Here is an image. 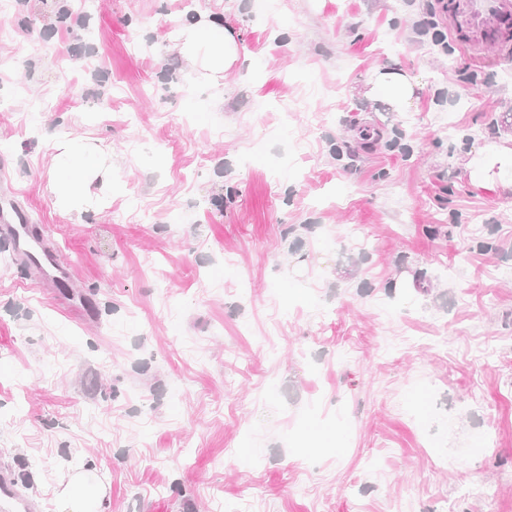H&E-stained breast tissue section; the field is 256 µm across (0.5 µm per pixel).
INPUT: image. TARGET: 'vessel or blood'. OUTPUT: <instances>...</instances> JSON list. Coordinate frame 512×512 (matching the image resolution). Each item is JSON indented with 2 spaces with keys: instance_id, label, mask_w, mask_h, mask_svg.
Instances as JSON below:
<instances>
[{
  "instance_id": "1",
  "label": "vessel or blood",
  "mask_w": 512,
  "mask_h": 512,
  "mask_svg": "<svg viewBox=\"0 0 512 512\" xmlns=\"http://www.w3.org/2000/svg\"><path fill=\"white\" fill-rule=\"evenodd\" d=\"M448 31L473 57H480L490 43L507 44L512 39V0H456L448 13ZM6 163H0V236L10 240L14 253L40 274L42 287L65 281L68 271L60 251L33 235L19 209L13 191L4 187ZM31 503L0 477V512H30Z\"/></svg>"
}]
</instances>
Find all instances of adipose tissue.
<instances>
[{"mask_svg": "<svg viewBox=\"0 0 512 512\" xmlns=\"http://www.w3.org/2000/svg\"><path fill=\"white\" fill-rule=\"evenodd\" d=\"M170 40L193 65L194 81L220 86L240 57V48L222 18L200 15L175 28ZM419 81L385 66L372 80L370 98L382 100L393 111L413 105ZM51 174L56 205L79 215L97 211L112 197V154L89 138L63 139L55 145ZM475 190L496 193L512 187V148L492 142L475 150L466 162ZM107 489L94 474L77 471L56 494V512H104Z\"/></svg>", "mask_w": 512, "mask_h": 512, "instance_id": "1", "label": "adipose tissue"}]
</instances>
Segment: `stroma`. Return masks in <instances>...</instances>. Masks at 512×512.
<instances>
[{"mask_svg": "<svg viewBox=\"0 0 512 512\" xmlns=\"http://www.w3.org/2000/svg\"><path fill=\"white\" fill-rule=\"evenodd\" d=\"M441 0H13L0 159L71 268L43 295L0 237V471L55 512H512V189L462 156L512 134V50L446 52ZM223 16L196 85L168 39ZM390 65L407 112L366 98ZM22 92H15L13 83ZM454 115L443 133L434 115ZM112 149L68 214L53 145ZM170 40L178 53L193 64V80L217 88L240 57L239 45L224 28V20L208 14L175 28ZM107 489L95 475L74 472L56 494L57 512H104Z\"/></svg>", "mask_w": 512, "mask_h": 512, "instance_id": "35a3bbf8", "label": "stroma"}]
</instances>
